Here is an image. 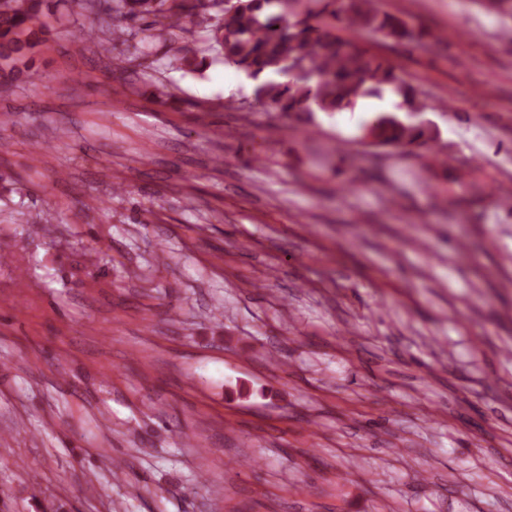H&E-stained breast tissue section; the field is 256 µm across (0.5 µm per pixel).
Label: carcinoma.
Instances as JSON below:
<instances>
[{"label": "carcinoma", "mask_w": 512, "mask_h": 512, "mask_svg": "<svg viewBox=\"0 0 512 512\" xmlns=\"http://www.w3.org/2000/svg\"><path fill=\"white\" fill-rule=\"evenodd\" d=\"M110 0L82 30L88 42L97 32L116 41L133 36L128 23L170 35L192 28L205 32L204 46L188 56L171 55L176 68L203 71L211 55L224 58L255 82L256 100L267 110L294 117L302 112H341L359 98L390 89L414 114L437 106L421 99L404 69L372 51L369 42L426 49V35L375 0ZM43 0H0V84L29 69L34 49L50 27ZM434 139L423 124L380 114L363 130L372 145L410 150Z\"/></svg>", "instance_id": "1"}]
</instances>
